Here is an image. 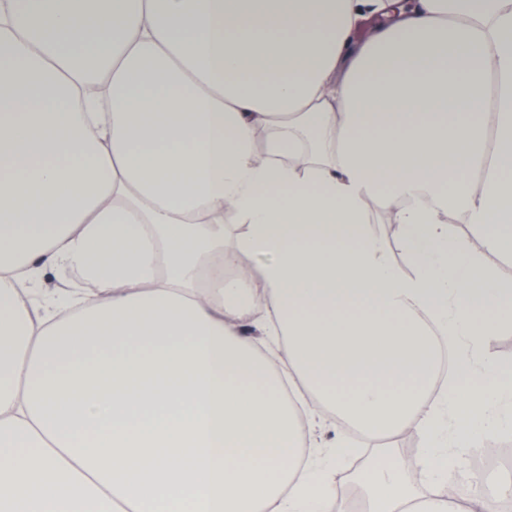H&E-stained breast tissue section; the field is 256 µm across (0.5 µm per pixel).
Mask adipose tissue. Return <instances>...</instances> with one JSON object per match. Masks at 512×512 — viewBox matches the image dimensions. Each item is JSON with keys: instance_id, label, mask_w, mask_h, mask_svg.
Listing matches in <instances>:
<instances>
[{"instance_id": "obj_1", "label": "adipose tissue", "mask_w": 512, "mask_h": 512, "mask_svg": "<svg viewBox=\"0 0 512 512\" xmlns=\"http://www.w3.org/2000/svg\"><path fill=\"white\" fill-rule=\"evenodd\" d=\"M491 254L505 0H0V512H351L333 423L421 443L363 512H502L464 470L512 434ZM383 218H384V211H382L380 209H376L373 212V215H372V220L374 222L373 224L376 226L377 230L386 238L389 248H391V250L393 251L395 262L401 268L404 269V266L407 267L408 265H407V260H406L405 254L402 251L401 246H400L399 232L396 235L390 236L387 233L386 229L382 226ZM486 352L490 360L512 362V327H503L495 336H490Z\"/></svg>"}]
</instances>
